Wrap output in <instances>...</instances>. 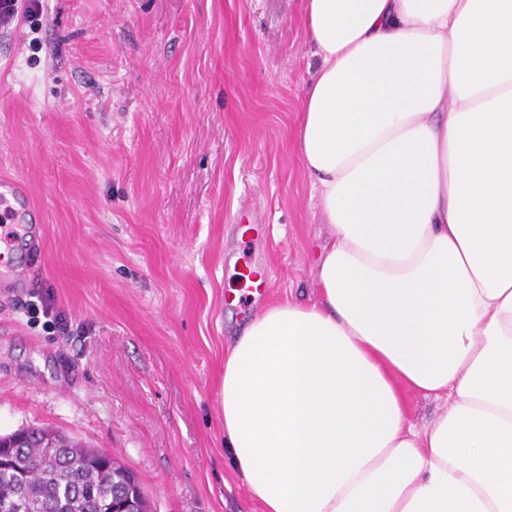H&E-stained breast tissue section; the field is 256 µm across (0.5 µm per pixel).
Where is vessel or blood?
Here are the masks:
<instances>
[{"mask_svg":"<svg viewBox=\"0 0 512 512\" xmlns=\"http://www.w3.org/2000/svg\"><path fill=\"white\" fill-rule=\"evenodd\" d=\"M31 198L29 185L11 177H0V280L16 288L23 287L27 278L19 254L40 243L36 231L40 212Z\"/></svg>","mask_w":512,"mask_h":512,"instance_id":"obj_1","label":"vessel or blood"}]
</instances>
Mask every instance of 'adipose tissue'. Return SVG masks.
Listing matches in <instances>:
<instances>
[{"instance_id": "1", "label": "adipose tissue", "mask_w": 512, "mask_h": 512, "mask_svg": "<svg viewBox=\"0 0 512 512\" xmlns=\"http://www.w3.org/2000/svg\"><path fill=\"white\" fill-rule=\"evenodd\" d=\"M305 13L319 300L232 342L224 446L260 512H512V0ZM404 399L409 420L418 426L433 418L444 407L442 402L424 399L411 390L404 391Z\"/></svg>"}]
</instances>
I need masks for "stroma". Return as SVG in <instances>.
Here are the masks:
<instances>
[{"label": "stroma", "mask_w": 512, "mask_h": 512, "mask_svg": "<svg viewBox=\"0 0 512 512\" xmlns=\"http://www.w3.org/2000/svg\"><path fill=\"white\" fill-rule=\"evenodd\" d=\"M316 65L305 0H43L0 28V176L44 216L29 287L0 288V435L111 452L153 512H259L224 447V353L317 299L329 228L297 142ZM34 297L66 329L30 321Z\"/></svg>", "instance_id": "1"}]
</instances>
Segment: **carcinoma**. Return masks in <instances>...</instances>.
Returning a JSON list of instances; mask_svg holds the SVG:
<instances>
[{
  "label": "carcinoma",
  "mask_w": 512,
  "mask_h": 512,
  "mask_svg": "<svg viewBox=\"0 0 512 512\" xmlns=\"http://www.w3.org/2000/svg\"><path fill=\"white\" fill-rule=\"evenodd\" d=\"M0 502L25 500V512H112V502L145 496L131 473L112 454L85 448L42 429H26L0 439ZM26 461L20 474L10 463Z\"/></svg>",
  "instance_id": "1"
}]
</instances>
